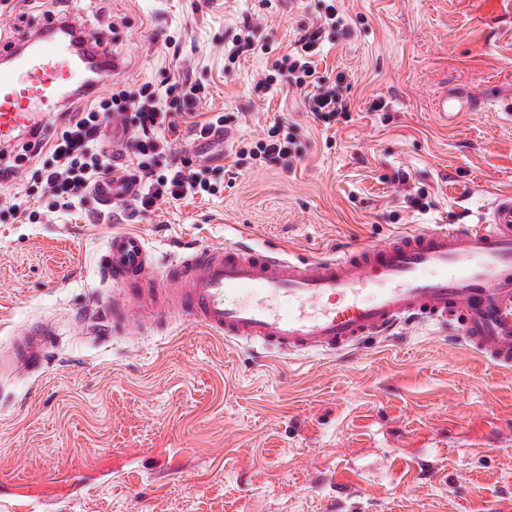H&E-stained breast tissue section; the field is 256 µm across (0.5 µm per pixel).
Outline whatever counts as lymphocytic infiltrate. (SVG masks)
I'll list each match as a JSON object with an SVG mask.
<instances>
[{
  "mask_svg": "<svg viewBox=\"0 0 512 512\" xmlns=\"http://www.w3.org/2000/svg\"><path fill=\"white\" fill-rule=\"evenodd\" d=\"M336 11H328L317 23L305 27L295 52L273 61L267 76L269 84L285 85L308 98L316 117L333 124L338 115L349 114V100L335 87L316 80L314 58L320 52L325 28L341 26ZM198 86L173 82L166 85L144 84L140 88L120 87L110 97L79 105L60 115L51 137H38L29 145L32 156L49 153L50 159L36 171L42 187V199L48 211L71 207L100 180L112 174V150L103 138V129L112 113L131 114L138 130L133 143L137 158L136 173L140 190L133 199L134 213L150 211L158 200H179L193 194L216 195L217 184L208 169L192 160L162 165L169 155L168 132L178 128L196 100ZM252 159L279 160L294 165L299 159L296 140L287 125L276 124L267 135L250 143L246 150Z\"/></svg>",
  "mask_w": 512,
  "mask_h": 512,
  "instance_id": "lymphocytic-infiltrate-1",
  "label": "lymphocytic infiltrate"
}]
</instances>
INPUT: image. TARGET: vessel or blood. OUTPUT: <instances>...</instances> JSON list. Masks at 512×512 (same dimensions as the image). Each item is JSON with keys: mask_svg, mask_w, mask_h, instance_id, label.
I'll return each mask as SVG.
<instances>
[{"mask_svg": "<svg viewBox=\"0 0 512 512\" xmlns=\"http://www.w3.org/2000/svg\"><path fill=\"white\" fill-rule=\"evenodd\" d=\"M98 86L72 41L46 23L0 65V142L41 129L67 100L93 97ZM138 191L127 168L93 188L103 206ZM102 268L112 292L76 321L95 330L108 323L115 336L187 322L234 344L298 357L339 354L431 323L491 366L512 369V192L496 194L464 223L421 226L380 246L314 258L239 234L161 259L142 235L119 231L106 242ZM56 334L47 322L17 330L0 351V377L37 374Z\"/></svg>", "mask_w": 512, "mask_h": 512, "instance_id": "vessel-or-blood-1", "label": "vessel or blood"}]
</instances>
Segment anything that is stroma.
<instances>
[{"mask_svg": "<svg viewBox=\"0 0 512 512\" xmlns=\"http://www.w3.org/2000/svg\"><path fill=\"white\" fill-rule=\"evenodd\" d=\"M318 76L344 74L348 118L324 125L288 87L265 90L270 58L315 23L322 0H61L123 70L119 86L187 80L186 122L223 113L231 146L169 133L176 156L217 168V195L160 200L123 221L93 200L29 224L8 212L37 195L42 158L0 186V346L54 319L42 373L0 383V512H512V369L416 325L335 356L257 364L248 349L174 324L103 342L71 316L106 295V238L145 236L157 252L217 244L240 225L255 243L317 257L422 225L512 191V0H335ZM50 19L42 0H0V49ZM270 45L228 63L244 21ZM175 39L177 50L165 42ZM476 90L484 112L444 122V93ZM293 126L294 166L238 154L275 122ZM425 192L431 205L407 204Z\"/></svg>", "mask_w": 512, "mask_h": 512, "instance_id": "obj_1", "label": "stroma"}]
</instances>
